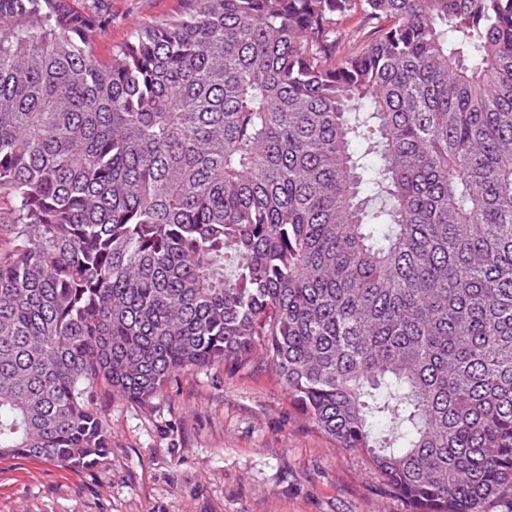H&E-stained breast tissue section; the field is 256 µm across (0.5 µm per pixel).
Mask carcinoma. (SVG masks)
I'll return each mask as SVG.
<instances>
[{
    "label": "carcinoma",
    "mask_w": 512,
    "mask_h": 512,
    "mask_svg": "<svg viewBox=\"0 0 512 512\" xmlns=\"http://www.w3.org/2000/svg\"><path fill=\"white\" fill-rule=\"evenodd\" d=\"M185 2L101 63L0 0V459L258 361L411 512L512 497V0Z\"/></svg>",
    "instance_id": "carcinoma-1"
}]
</instances>
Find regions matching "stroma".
Wrapping results in <instances>:
<instances>
[{"mask_svg": "<svg viewBox=\"0 0 512 512\" xmlns=\"http://www.w3.org/2000/svg\"><path fill=\"white\" fill-rule=\"evenodd\" d=\"M182 0H99L93 50L107 61L135 26L176 16ZM108 458L67 470L0 460V512H409L381 495L366 454L340 448L258 364L173 377L150 402L101 394Z\"/></svg>", "mask_w": 512, "mask_h": 512, "instance_id": "1", "label": "stroma"}]
</instances>
